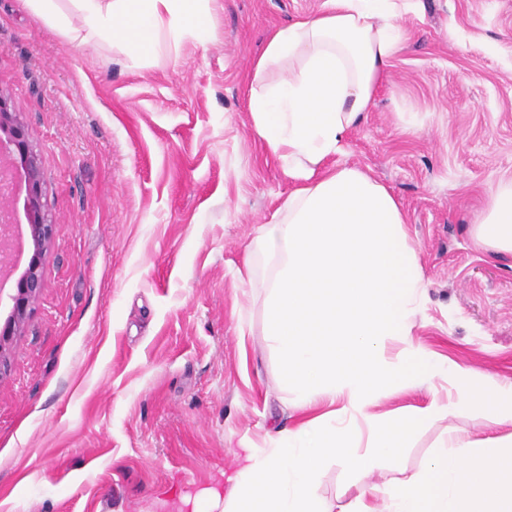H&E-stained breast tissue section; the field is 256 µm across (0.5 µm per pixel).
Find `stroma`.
Returning a JSON list of instances; mask_svg holds the SVG:
<instances>
[{
  "mask_svg": "<svg viewBox=\"0 0 512 512\" xmlns=\"http://www.w3.org/2000/svg\"><path fill=\"white\" fill-rule=\"evenodd\" d=\"M324 0H217L214 37L136 64L0 0V89L41 159L55 221L44 291L0 381V512H193L242 440L292 426L261 291L238 277L292 189L255 135L248 76ZM345 159L403 206L429 282L413 341L512 378V255L470 225L512 179V0H419ZM248 319L247 335L238 331ZM462 412L419 431L417 470Z\"/></svg>",
  "mask_w": 512,
  "mask_h": 512,
  "instance_id": "obj_1",
  "label": "stroma"
}]
</instances>
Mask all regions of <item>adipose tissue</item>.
I'll list each match as a JSON object with an SVG mask.
<instances>
[{
	"label": "adipose tissue",
	"mask_w": 512,
	"mask_h": 512,
	"mask_svg": "<svg viewBox=\"0 0 512 512\" xmlns=\"http://www.w3.org/2000/svg\"><path fill=\"white\" fill-rule=\"evenodd\" d=\"M27 0L30 11L80 45L112 43L132 62L178 55L183 38L212 37V0ZM415 0H324L317 14L279 27L250 75L253 130L294 187L257 229L271 263L263 284L266 340L296 427L243 448L227 493L208 489L195 512H512V435L473 439L450 428L416 472L399 458L422 427L456 403L512 424V380L479 374L415 344L426 281L401 204L385 185L339 162L400 50ZM472 237L512 254V180L488 194ZM448 379L458 401L376 413L390 395ZM340 464L355 487L341 505L320 486Z\"/></svg>",
	"instance_id": "1"
}]
</instances>
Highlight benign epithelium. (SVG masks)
Returning <instances> with one entry per match:
<instances>
[{
    "label": "benign epithelium",
    "instance_id": "obj_1",
    "mask_svg": "<svg viewBox=\"0 0 512 512\" xmlns=\"http://www.w3.org/2000/svg\"><path fill=\"white\" fill-rule=\"evenodd\" d=\"M0 133L8 135L9 142L0 139V161L10 157V147H15L23 170L29 204L28 239L32 255L27 268L17 282V292L11 296L12 315L0 331V381L7 374L10 363V344L26 327L33 305L40 297L45 279L42 257L51 244L55 224L43 201L40 156L29 138L28 129L19 113L8 110V95L0 88ZM16 182V171L10 180L0 186V233L7 234L8 225L14 223L11 196Z\"/></svg>",
    "mask_w": 512,
    "mask_h": 512
}]
</instances>
